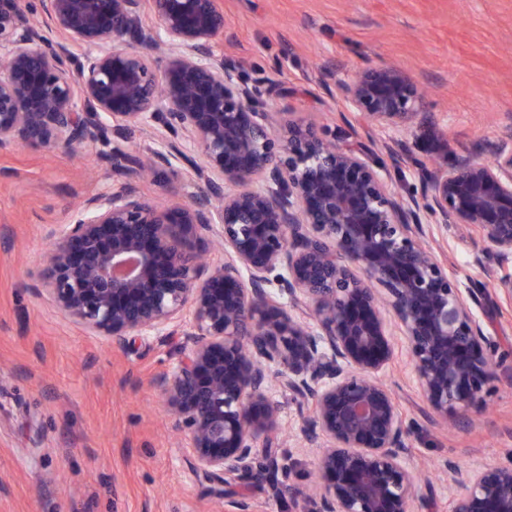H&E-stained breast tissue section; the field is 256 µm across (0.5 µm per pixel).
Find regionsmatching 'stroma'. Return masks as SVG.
Listing matches in <instances>:
<instances>
[{"label": "stroma", "mask_w": 512, "mask_h": 512, "mask_svg": "<svg viewBox=\"0 0 512 512\" xmlns=\"http://www.w3.org/2000/svg\"><path fill=\"white\" fill-rule=\"evenodd\" d=\"M220 48L248 81L269 78L292 93L293 117L348 142H389L391 131L348 111L337 85L381 62L403 68L427 92L428 120L407 134L412 151L393 175L406 193L421 168L488 157L512 128V0H223ZM99 143L73 154L19 145L0 150V512H286L260 480L224 494L196 472L159 387L180 339L93 336L32 289L49 249L44 228L62 224L83 198L105 192L111 171ZM141 193L170 205L190 186L182 170L140 178ZM462 287L489 283L469 266L479 245L467 225L429 238ZM403 409L422 420L414 440L432 484L426 512H448L449 458L468 468L512 457V386L492 393L469 428L425 421L405 361L387 373Z\"/></svg>", "instance_id": "35a3bbf8"}]
</instances>
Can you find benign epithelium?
Listing matches in <instances>:
<instances>
[{
    "instance_id": "benign-epithelium-1",
    "label": "benign epithelium",
    "mask_w": 512,
    "mask_h": 512,
    "mask_svg": "<svg viewBox=\"0 0 512 512\" xmlns=\"http://www.w3.org/2000/svg\"><path fill=\"white\" fill-rule=\"evenodd\" d=\"M39 4L36 21L27 0H0V149L102 141L113 180L50 225L36 293L116 345L184 336L160 386L195 469L219 485L285 471L274 399L285 393L304 419L296 447L321 449L315 488L293 490L296 512H423L421 424L383 377L404 355L425 417L461 427L512 385V360L480 319L512 309V131L491 158L438 167L404 197L366 146L288 119V91L239 79L217 52L221 0ZM147 48L164 49L163 68ZM341 90L348 111L387 130L426 117L424 89L391 64ZM131 127L158 147L133 152ZM193 155L187 201L140 193L137 169ZM458 224L484 245L473 263L491 278V308L425 245ZM444 467L448 512H512L511 459Z\"/></svg>"
}]
</instances>
